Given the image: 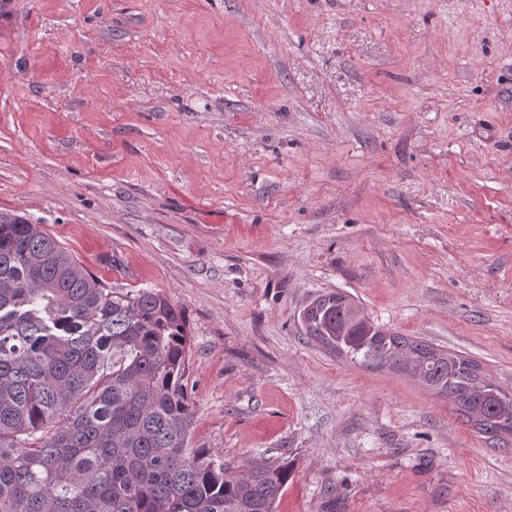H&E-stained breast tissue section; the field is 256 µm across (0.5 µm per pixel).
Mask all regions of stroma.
Returning <instances> with one entry per match:
<instances>
[{
    "mask_svg": "<svg viewBox=\"0 0 512 512\" xmlns=\"http://www.w3.org/2000/svg\"><path fill=\"white\" fill-rule=\"evenodd\" d=\"M0 210L188 320L191 445L277 512H512V439L303 308L512 391V0H0ZM353 302L339 292L317 296L303 309L306 336L342 361L416 378L448 396L458 414L481 433L512 436V393L487 380L478 361L370 324L359 309L355 313L362 319L353 321Z\"/></svg>",
    "mask_w": 512,
    "mask_h": 512,
    "instance_id": "35a3bbf8",
    "label": "stroma"
}]
</instances>
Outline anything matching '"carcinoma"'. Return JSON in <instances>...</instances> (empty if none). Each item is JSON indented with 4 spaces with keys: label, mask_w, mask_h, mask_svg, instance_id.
<instances>
[{
    "label": "carcinoma",
    "mask_w": 512,
    "mask_h": 512,
    "mask_svg": "<svg viewBox=\"0 0 512 512\" xmlns=\"http://www.w3.org/2000/svg\"><path fill=\"white\" fill-rule=\"evenodd\" d=\"M317 296L305 334L337 358L406 373L491 437L512 393L465 355L352 320ZM186 318L163 293L109 288L40 225L0 212V512H276L285 461L238 469L189 448Z\"/></svg>",
    "instance_id": "obj_1"
}]
</instances>
